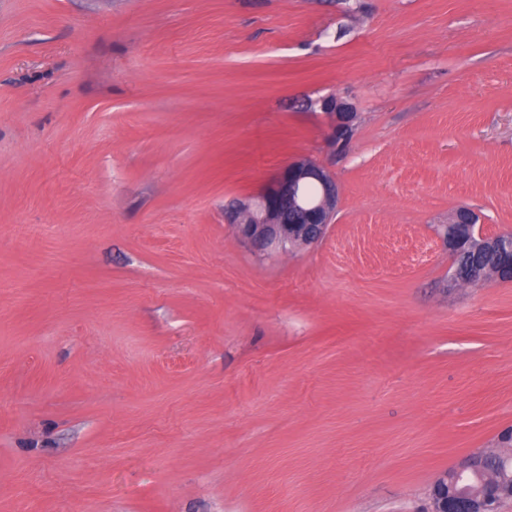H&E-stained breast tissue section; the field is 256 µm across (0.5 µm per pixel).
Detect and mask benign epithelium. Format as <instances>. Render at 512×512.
I'll list each match as a JSON object with an SVG mask.
<instances>
[{"label":"benign epithelium","mask_w":512,"mask_h":512,"mask_svg":"<svg viewBox=\"0 0 512 512\" xmlns=\"http://www.w3.org/2000/svg\"><path fill=\"white\" fill-rule=\"evenodd\" d=\"M330 119L329 146L344 151L354 135L356 112L348 102L333 96L318 101ZM314 182L318 198L302 196L301 187ZM338 186L331 171L306 158H297L281 168L268 185L248 200L225 211V220L254 252L286 253L296 245L318 244L327 234L336 212ZM453 229L439 237L452 259L453 282H459V244L467 239L478 248L503 260L495 279H512V235L482 233L469 209L455 212ZM512 500V453H476L441 472L433 482L422 512H497L499 504Z\"/></svg>","instance_id":"7a95c632"}]
</instances>
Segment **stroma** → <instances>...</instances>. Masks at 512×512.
I'll return each mask as SVG.
<instances>
[{"label":"stroma","mask_w":512,"mask_h":512,"mask_svg":"<svg viewBox=\"0 0 512 512\" xmlns=\"http://www.w3.org/2000/svg\"><path fill=\"white\" fill-rule=\"evenodd\" d=\"M298 157L336 215L257 256ZM461 207L512 233V0H0V512H416L512 428ZM319 108L330 119L329 146L333 153L343 152L354 135L356 112L348 102L333 96L318 101ZM305 182L320 188L317 199L302 196ZM338 186L331 171L306 158L281 168L268 185L225 211V220L255 253H287L288 249L318 244L336 212Z\"/></svg>","instance_id":"35a3bbf8"}]
</instances>
